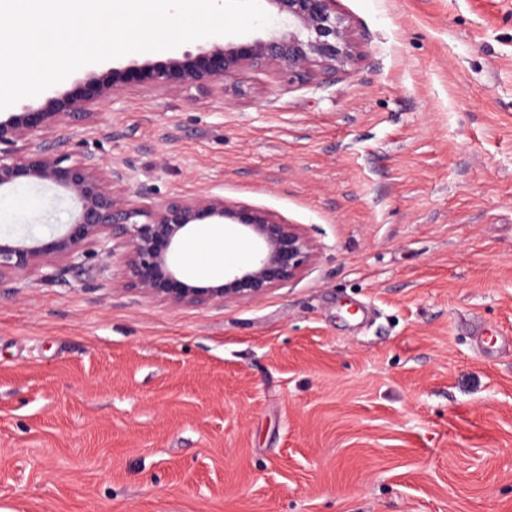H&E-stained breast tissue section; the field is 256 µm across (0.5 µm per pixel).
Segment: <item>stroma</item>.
I'll return each mask as SVG.
<instances>
[{
    "label": "stroma",
    "instance_id": "35a3bbf8",
    "mask_svg": "<svg viewBox=\"0 0 512 512\" xmlns=\"http://www.w3.org/2000/svg\"><path fill=\"white\" fill-rule=\"evenodd\" d=\"M327 78L130 89L54 138L130 196L217 193L320 246L257 302L111 271L0 286V512H512V0H336ZM23 184L0 236L68 220Z\"/></svg>",
    "mask_w": 512,
    "mask_h": 512
}]
</instances>
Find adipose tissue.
Listing matches in <instances>:
<instances>
[{
  "instance_id": "1",
  "label": "adipose tissue",
  "mask_w": 512,
  "mask_h": 512,
  "mask_svg": "<svg viewBox=\"0 0 512 512\" xmlns=\"http://www.w3.org/2000/svg\"><path fill=\"white\" fill-rule=\"evenodd\" d=\"M181 253L196 275L216 277L225 265L244 262L248 256L245 243L224 238L223 234L191 235L184 239Z\"/></svg>"
}]
</instances>
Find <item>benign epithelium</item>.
Wrapping results in <instances>:
<instances>
[{
  "instance_id": "7a95c632",
  "label": "benign epithelium",
  "mask_w": 512,
  "mask_h": 512,
  "mask_svg": "<svg viewBox=\"0 0 512 512\" xmlns=\"http://www.w3.org/2000/svg\"><path fill=\"white\" fill-rule=\"evenodd\" d=\"M266 2L288 19V28L264 39L212 40L195 53L92 73L71 90L0 114V197L26 181L49 185L72 202L68 222L49 235L0 238V284L62 262L80 269L92 254L101 267L118 269V285L126 292L172 307H207L258 301L314 265L319 245L299 224L220 194L133 199L107 188L124 181L125 172L91 157L74 159L45 137L61 125L86 120L92 106L116 101L130 88L176 94L233 81L249 67L334 75L357 58L352 23L336 11V0ZM226 219L254 242V256L249 265L227 269L218 282L200 286L179 261L181 240L206 220L222 226Z\"/></svg>"
}]
</instances>
